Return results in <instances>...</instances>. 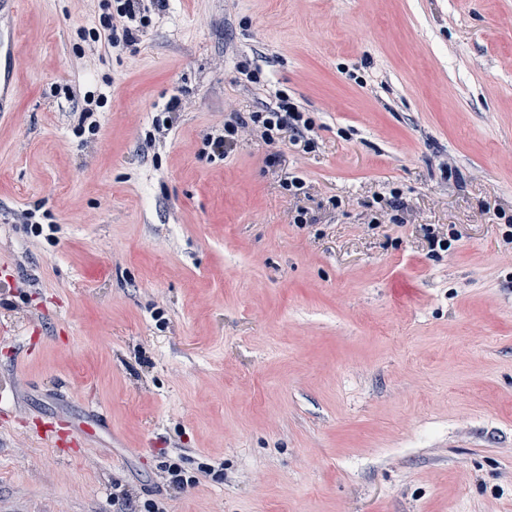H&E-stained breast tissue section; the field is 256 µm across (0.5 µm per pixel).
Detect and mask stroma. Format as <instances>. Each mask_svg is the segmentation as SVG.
<instances>
[{
  "instance_id": "35a3bbf8",
  "label": "stroma",
  "mask_w": 512,
  "mask_h": 512,
  "mask_svg": "<svg viewBox=\"0 0 512 512\" xmlns=\"http://www.w3.org/2000/svg\"><path fill=\"white\" fill-rule=\"evenodd\" d=\"M115 7L0 16V512H512V0ZM278 89L310 148H205ZM162 0H118L117 17L109 18L104 22V43L112 47L113 44L123 43L130 46L139 44L137 32L151 22V11L160 6Z\"/></svg>"
}]
</instances>
